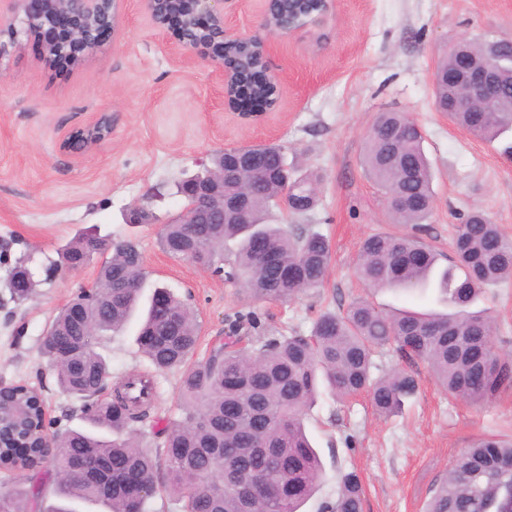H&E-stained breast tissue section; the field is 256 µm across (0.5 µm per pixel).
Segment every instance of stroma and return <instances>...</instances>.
Returning a JSON list of instances; mask_svg holds the SVG:
<instances>
[{
  "instance_id": "35a3bbf8",
  "label": "stroma",
  "mask_w": 512,
  "mask_h": 512,
  "mask_svg": "<svg viewBox=\"0 0 512 512\" xmlns=\"http://www.w3.org/2000/svg\"><path fill=\"white\" fill-rule=\"evenodd\" d=\"M263 6V0L224 4L227 29L269 46L267 73L279 83V101L261 125L233 118L206 59L197 52L175 55L142 0H123L115 34L78 66L47 62L33 39L0 59V382L40 387L62 427L87 423L79 402L59 391L40 354L42 339L105 260L97 254L76 271L47 277L49 259L75 237L138 243L149 280L196 312V360L223 340L241 312H256L270 333L309 334L320 312L345 308L364 294L356 272L362 238L394 229L361 154L377 113L406 112L424 133L434 170L425 241L451 255L458 218L474 208L512 238V131L479 140L438 112L433 95V74L447 46L462 38L512 36V0H337L327 15L281 37L263 26ZM103 114L112 122L110 139L85 154L63 148L71 131ZM257 144L283 146L300 170L321 177L317 208L294 221L329 238L327 280L286 304L248 299L159 246L163 223L182 207L177 183L216 152ZM135 207L149 214L147 223H129ZM20 261L39 282L23 301L5 286ZM476 306L496 314L493 345L512 353V281L486 289ZM137 329L128 323L101 346L113 379L146 369ZM414 371L417 396L389 418L378 416L365 394L345 403L326 393L318 397L306 426L322 471L305 512L334 499L341 473L349 470L362 478L364 512H425L463 448L483 437H512V392L476 406L450 399L424 364ZM155 379V408L139 427L152 447L181 414L178 374Z\"/></svg>"
}]
</instances>
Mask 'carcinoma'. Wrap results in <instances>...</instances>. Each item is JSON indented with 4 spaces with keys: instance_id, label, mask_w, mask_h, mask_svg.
<instances>
[{
    "instance_id": "cac0c4a2",
    "label": "carcinoma",
    "mask_w": 512,
    "mask_h": 512,
    "mask_svg": "<svg viewBox=\"0 0 512 512\" xmlns=\"http://www.w3.org/2000/svg\"><path fill=\"white\" fill-rule=\"evenodd\" d=\"M455 66L452 52L443 53L436 67L441 80L434 82L438 106L448 102V72ZM259 71L246 74L239 93L266 94ZM502 85L481 128H473L470 112L448 118L481 140H494L512 127V71L503 73ZM363 166L383 193L390 223L422 230L432 211V171L408 113L377 116ZM204 171L224 180V195L243 198L249 223L227 208L222 224H166L159 239L165 253L224 276L258 301L286 303L323 286L331 261L327 237L310 226L267 222L285 192L288 215L311 211L318 202L317 174L289 168L284 148L275 144L228 149ZM109 248L112 256L92 293L81 291L61 308L51 324L53 340L41 345L61 392L82 402L90 429L57 430L50 448L0 450L5 472L45 465L55 472L60 504L49 512H76V503L146 512L163 490L177 497L183 512H302L321 472L303 423L320 389L339 401L366 392L383 417L401 412L418 393L411 370L374 374V357L385 347L409 364H427L455 399L482 404L512 390V355L492 344L496 318L472 309L485 288L512 279V240L482 211L461 218L454 256L443 267L416 234L373 233L361 242L357 274L365 288L431 290L447 310L387 311L361 296L339 312L321 313L308 335L268 334L248 312L228 324L224 342L203 362L193 361L199 325L188 304L167 291L163 303L141 306L147 274L134 241L111 245L78 237L52 265L82 266ZM138 311L136 344L149 370L176 369L181 376V416L155 450L134 428L154 408L152 375L122 378L112 399L99 398L102 378L110 374L101 340ZM46 490L40 481L27 487L15 480L0 491V512H38ZM363 497L359 474L347 471L336 498L322 502L319 512H363ZM511 501L512 439L488 438L455 458L426 512H503Z\"/></svg>"
}]
</instances>
